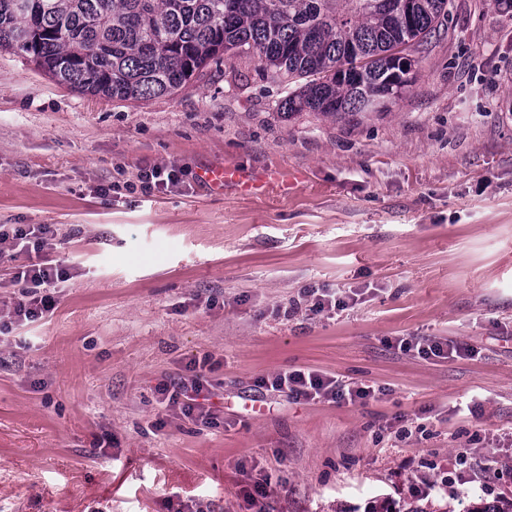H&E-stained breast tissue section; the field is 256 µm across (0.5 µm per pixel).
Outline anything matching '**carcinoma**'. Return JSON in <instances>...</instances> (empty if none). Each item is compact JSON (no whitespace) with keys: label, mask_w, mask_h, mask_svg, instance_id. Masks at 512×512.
I'll return each mask as SVG.
<instances>
[{"label":"carcinoma","mask_w":512,"mask_h":512,"mask_svg":"<svg viewBox=\"0 0 512 512\" xmlns=\"http://www.w3.org/2000/svg\"><path fill=\"white\" fill-rule=\"evenodd\" d=\"M19 2L0 0V48L83 94H173L224 55L252 54L286 88L280 110L326 117L366 111L388 79L408 88L414 75L391 56L427 41L448 13V0H415L412 22L400 26L380 0H34V29ZM354 42L359 77L338 79Z\"/></svg>","instance_id":"1"}]
</instances>
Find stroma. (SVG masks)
I'll return each mask as SVG.
<instances>
[{
  "mask_svg": "<svg viewBox=\"0 0 512 512\" xmlns=\"http://www.w3.org/2000/svg\"><path fill=\"white\" fill-rule=\"evenodd\" d=\"M416 78L366 115L281 113L257 59L116 102L0 49V225L52 224L67 270L42 319L0 331V512H483L512 505V8L449 0ZM297 172L213 193L200 169ZM183 183L102 196L141 169ZM356 304L316 315L304 291ZM460 341L467 358L407 342ZM211 355L223 410L162 412L155 387ZM284 369L373 386L295 403ZM111 434L112 448L96 440ZM463 456L452 491L414 500Z\"/></svg>",
  "mask_w": 512,
  "mask_h": 512,
  "instance_id": "obj_1",
  "label": "stroma"
}]
</instances>
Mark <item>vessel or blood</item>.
<instances>
[{
  "label": "vessel or blood",
  "instance_id": "vessel-or-blood-1",
  "mask_svg": "<svg viewBox=\"0 0 512 512\" xmlns=\"http://www.w3.org/2000/svg\"><path fill=\"white\" fill-rule=\"evenodd\" d=\"M200 178L209 189L214 191L221 192L231 187L248 196H261L273 188L284 192L288 191L296 176L285 168L258 172L235 165H227L221 168L202 170Z\"/></svg>",
  "mask_w": 512,
  "mask_h": 512
}]
</instances>
